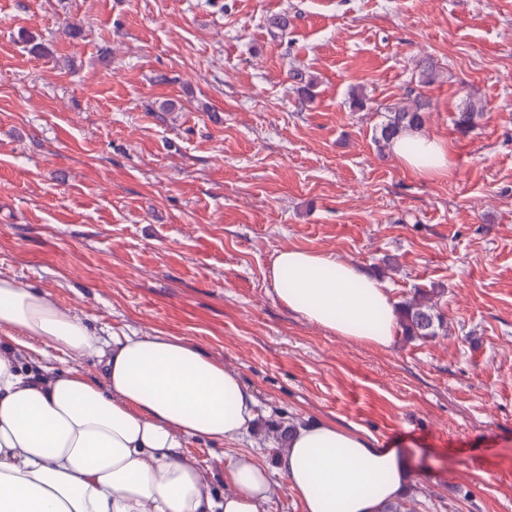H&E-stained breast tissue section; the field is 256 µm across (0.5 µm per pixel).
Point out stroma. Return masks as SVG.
<instances>
[{"label":"stroma","mask_w":512,"mask_h":512,"mask_svg":"<svg viewBox=\"0 0 512 512\" xmlns=\"http://www.w3.org/2000/svg\"><path fill=\"white\" fill-rule=\"evenodd\" d=\"M417 93L450 175L374 141ZM290 248L398 300L444 289L447 332L383 350L308 322L266 277ZM4 277L223 363L266 414L264 462L272 425L331 421L404 449L413 512H512V0H0ZM184 452L223 489L235 446Z\"/></svg>","instance_id":"35a3bbf8"}]
</instances>
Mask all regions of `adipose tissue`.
Wrapping results in <instances>:
<instances>
[{"label": "adipose tissue", "mask_w": 512, "mask_h": 512, "mask_svg": "<svg viewBox=\"0 0 512 512\" xmlns=\"http://www.w3.org/2000/svg\"><path fill=\"white\" fill-rule=\"evenodd\" d=\"M392 152L419 175L448 173V148L419 130ZM281 302L337 335L390 348L399 334L391 288L335 255L275 254ZM0 512H266L274 477L301 512H384L413 477L405 452L330 421L295 424L273 466L250 452L224 466L215 497L190 438L235 443L260 428L241 378L177 336L92 330L44 293L0 278ZM88 357L90 376L38 365L50 352Z\"/></svg>", "instance_id": "adipose-tissue-1"}]
</instances>
